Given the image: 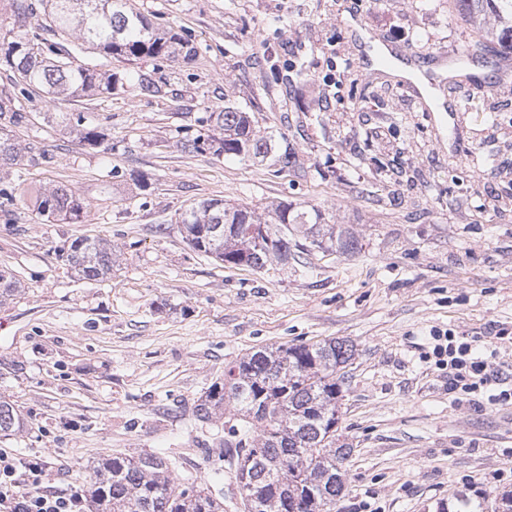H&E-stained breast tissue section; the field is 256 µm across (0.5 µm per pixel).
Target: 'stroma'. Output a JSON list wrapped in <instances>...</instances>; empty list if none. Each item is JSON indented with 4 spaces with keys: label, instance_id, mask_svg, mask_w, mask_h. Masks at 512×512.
<instances>
[{
    "label": "stroma",
    "instance_id": "stroma-1",
    "mask_svg": "<svg viewBox=\"0 0 512 512\" xmlns=\"http://www.w3.org/2000/svg\"><path fill=\"white\" fill-rule=\"evenodd\" d=\"M197 48L190 61L127 64L112 94L50 98L0 68L27 107L19 150L46 165L0 166V270L20 289L0 303V399L23 425L0 448L37 454L63 489L93 462L158 452L172 476L213 487L224 422L196 400L224 366L264 347L339 338L336 437L350 453L333 512H455L466 493L497 512L512 491V405L452 393L431 330H452L512 374V86L447 81L448 59L478 41L455 0H133ZM417 79L374 70L378 57ZM145 75L166 94L141 91ZM458 101L461 112L448 115ZM231 104L295 164L188 153L210 113ZM84 116L104 146L63 117ZM146 189H138L137 178ZM63 185L81 223L29 205ZM314 205L358 239L350 254L227 268L186 243L178 214L205 199ZM112 248V273L86 280L79 238Z\"/></svg>",
    "mask_w": 512,
    "mask_h": 512
}]
</instances>
